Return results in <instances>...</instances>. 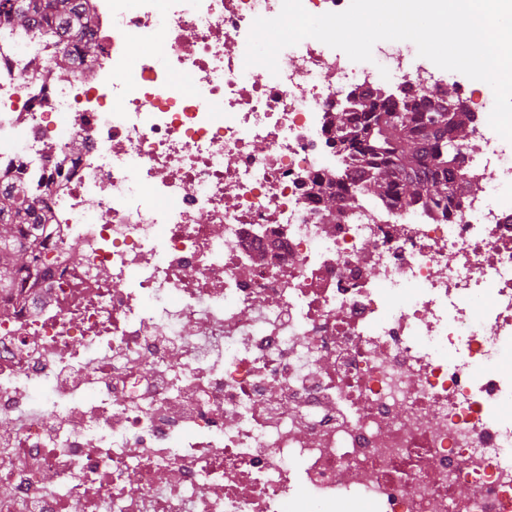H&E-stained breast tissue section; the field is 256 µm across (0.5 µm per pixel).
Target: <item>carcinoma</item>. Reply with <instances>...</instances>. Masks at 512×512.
I'll return each mask as SVG.
<instances>
[{
    "label": "carcinoma",
    "mask_w": 512,
    "mask_h": 512,
    "mask_svg": "<svg viewBox=\"0 0 512 512\" xmlns=\"http://www.w3.org/2000/svg\"><path fill=\"white\" fill-rule=\"evenodd\" d=\"M77 13L76 0H0V14L20 27L39 15H49L59 28L70 29ZM93 20L87 17L74 30L83 54L95 52L84 37ZM473 115L448 88L445 105L430 107L407 95L399 101L378 94H364L354 110H338L331 120L332 142L351 166L362 175L363 190L378 199H388L424 208L445 206L457 195L470 192V183L457 178V151L468 138ZM322 197L325 223L335 224L343 214L340 206ZM41 224L35 203L13 188L0 190V289L8 288L31 262L29 249L35 236L31 226Z\"/></svg>",
    "instance_id": "cac0c4a2"
}]
</instances>
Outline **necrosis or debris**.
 Instances as JSON below:
<instances>
[{
  "instance_id": "4bbe7bcc",
  "label": "necrosis or debris",
  "mask_w": 512,
  "mask_h": 512,
  "mask_svg": "<svg viewBox=\"0 0 512 512\" xmlns=\"http://www.w3.org/2000/svg\"><path fill=\"white\" fill-rule=\"evenodd\" d=\"M282 0H81L93 57L0 22V181L39 260L0 291V512H512V142L409 41L244 63ZM146 47L132 57L129 43ZM448 208L360 195L339 108L448 86Z\"/></svg>"
}]
</instances>
